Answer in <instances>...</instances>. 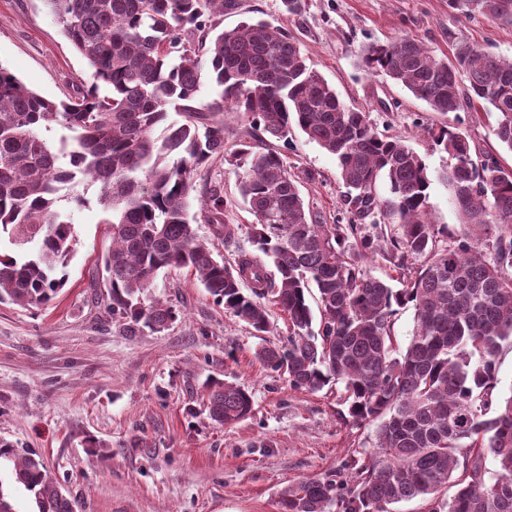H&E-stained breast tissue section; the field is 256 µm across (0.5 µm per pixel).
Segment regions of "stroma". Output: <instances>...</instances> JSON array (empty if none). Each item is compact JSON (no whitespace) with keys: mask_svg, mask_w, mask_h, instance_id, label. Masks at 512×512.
Returning a JSON list of instances; mask_svg holds the SVG:
<instances>
[{"mask_svg":"<svg viewBox=\"0 0 512 512\" xmlns=\"http://www.w3.org/2000/svg\"><path fill=\"white\" fill-rule=\"evenodd\" d=\"M225 12L231 28L250 17L284 28L310 64L348 106L369 112L378 132L405 140L431 176L430 210L438 226L456 229L457 212L441 175L448 156L432 150L428 126L445 124L422 100L389 79L366 74L361 47L401 35L419 39L443 59L468 42L512 58V26L449 8L448 0H305L289 15L282 0H238ZM0 66L39 95L60 101L88 82L85 60L61 33L42 0H0ZM479 154L506 167L512 152L494 133V115L462 114ZM283 150L311 210L334 223L343 186L335 156L302 133ZM313 180H305L304 172ZM238 168L209 160L194 174L197 189L221 191L234 243L216 239L200 223V237L233 262L249 247L255 218L239 202ZM72 208L75 243L68 282L46 309L0 304V440L42 456L48 475L78 501V512H280L279 494L303 478L336 471L353 452L374 446L373 425L347 422L339 386L312 394L266 371L257 350L288 333L285 313L270 307V333L255 335L245 322L216 305L185 269L159 272L148 294L168 302L176 321L160 332L127 334L94 299L111 231L97 202ZM247 388L250 418L217 426L206 417L209 383Z\"/></svg>","mask_w":512,"mask_h":512,"instance_id":"35a3bbf8","label":"stroma"}]
</instances>
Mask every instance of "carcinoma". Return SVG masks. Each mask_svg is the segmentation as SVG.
I'll list each match as a JSON object with an SVG mask.
<instances>
[{"instance_id": "obj_1", "label": "carcinoma", "mask_w": 512, "mask_h": 512, "mask_svg": "<svg viewBox=\"0 0 512 512\" xmlns=\"http://www.w3.org/2000/svg\"><path fill=\"white\" fill-rule=\"evenodd\" d=\"M44 3L92 82L57 103L0 66V234L11 245L0 252V303L41 308L56 299L74 241L59 202L85 203L62 191L96 185L112 227L103 287L113 323L131 334L167 328L176 310L148 288L162 270L189 269L214 303L259 334L270 332L266 305L288 313L286 339L256 352L265 370L311 393L340 384L352 422L375 423L372 451L288 485L281 512H391L413 499L423 512H512V395L499 396L497 376L503 344L512 343V170L491 155L474 159L457 125L425 130L451 160L445 179L459 215L460 229L440 246L447 230L433 222L423 159L341 101L288 31L263 19L220 28L234 0ZM449 5L512 26V0ZM359 65L434 112L482 106L512 152V60L468 43L440 60L402 35L364 45ZM205 85L212 97L202 103ZM225 111L249 122L228 155ZM54 129L57 141L42 136ZM297 130L336 157L346 223L325 224L310 210L283 155L265 141L287 144ZM220 156L243 169L239 193L256 219L252 249H238L228 266L190 213L191 171ZM381 177L385 201L375 193ZM224 206L218 190L200 200L204 223L228 243L235 228ZM382 218L400 228L389 238L393 265L427 258L399 288L360 264L380 251L363 226ZM407 305L414 328L400 353L394 317ZM205 409L215 425L236 424L251 415L252 394L214 382ZM2 465L37 512H74L38 454L1 441Z\"/></svg>"}]
</instances>
